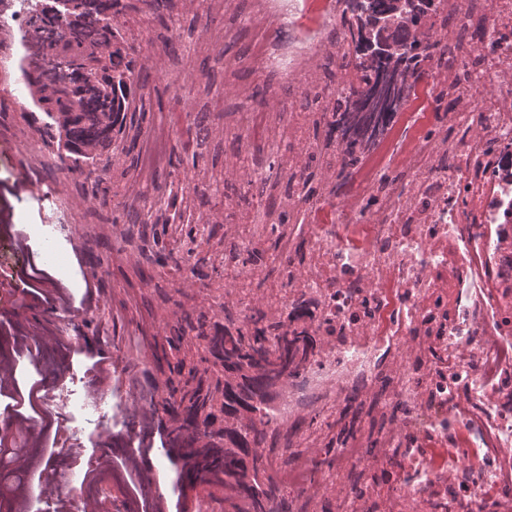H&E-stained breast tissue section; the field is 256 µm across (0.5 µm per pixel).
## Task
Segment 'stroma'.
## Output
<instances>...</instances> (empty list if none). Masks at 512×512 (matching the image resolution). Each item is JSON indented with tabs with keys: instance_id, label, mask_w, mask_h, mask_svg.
Masks as SVG:
<instances>
[{
	"instance_id": "1",
	"label": "stroma",
	"mask_w": 512,
	"mask_h": 512,
	"mask_svg": "<svg viewBox=\"0 0 512 512\" xmlns=\"http://www.w3.org/2000/svg\"><path fill=\"white\" fill-rule=\"evenodd\" d=\"M117 18L141 84L144 109L128 113L114 136L112 152L94 169L72 170L70 158L59 157L48 118L40 109L20 112V66L25 55L26 20L0 29V188L15 224L31 245L19 254L0 244V322L17 321L56 336L55 357L71 359L73 372L65 387L81 389L87 376L80 357L69 346L106 350L112 376L101 392L112 399L114 422L88 426L84 442L94 457L98 439L121 433L130 401L140 391L164 394L169 374L168 341L177 337L183 318H205L207 332L223 328L225 305L236 298L227 284L224 265L212 250L231 243L233 228L224 222V201L251 205V189L238 160L240 145L227 141L239 110L249 104L252 79L249 41L240 38L237 58L224 60V42L234 27L233 8L224 0H168L161 11L144 0H128ZM183 40L179 56L169 54L171 32ZM354 77L352 60L331 69L306 70L288 80L268 82L266 108L278 118L301 111L307 94L335 76ZM181 115L167 166L152 177L142 173V153L165 116ZM310 149L282 144L277 158L284 173L274 188V211L288 207V173L310 168L317 195L340 200L352 180L341 163L325 167L310 162ZM43 191L30 193V177ZM61 225L62 261L47 256L34 230ZM44 270V289L87 297L85 309L63 318L52 308L31 302L18 309L29 263ZM158 478L164 512H224L222 487H172L170 463L163 450L149 456Z\"/></svg>"
}]
</instances>
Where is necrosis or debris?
Masks as SVG:
<instances>
[{"mask_svg": "<svg viewBox=\"0 0 512 512\" xmlns=\"http://www.w3.org/2000/svg\"><path fill=\"white\" fill-rule=\"evenodd\" d=\"M270 9L272 31L252 27ZM341 19L340 0H248L236 27L252 32L260 80L284 79L319 60ZM444 55L416 84L370 160H360L342 201L308 203L303 183L289 206L299 223L261 227L263 197L237 223L238 320L253 313L251 287L265 269L282 280L270 303L309 304L326 338L308 385L332 421L352 390L374 392L384 421L373 441L355 435L331 462L270 463L280 480L322 499L342 474L362 478L336 512H512V0H434L429 21ZM462 137L427 131L434 83ZM233 135L252 152L276 147L263 104L238 114ZM260 251L236 276L239 257ZM299 253L300 263L290 262ZM52 405L67 418L112 420L105 396L66 391ZM398 462L399 480L383 471Z\"/></svg>", "mask_w": 512, "mask_h": 512, "instance_id": "1", "label": "necrosis or debris"}]
</instances>
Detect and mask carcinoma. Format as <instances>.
<instances>
[{
    "label": "carcinoma",
    "mask_w": 512,
    "mask_h": 512,
    "mask_svg": "<svg viewBox=\"0 0 512 512\" xmlns=\"http://www.w3.org/2000/svg\"><path fill=\"white\" fill-rule=\"evenodd\" d=\"M43 6L30 20L22 80L34 104L56 129L58 149L74 164L93 166L112 150L139 89L120 29L112 22L125 0H68ZM341 23L353 48L356 80L324 128V141L355 165L382 134L414 86L427 56L439 50L426 18L433 0H343ZM311 311L299 302L274 321L257 309L242 323L228 321L210 334L202 321L183 330L202 347L169 367L161 407L172 423L173 444L193 459L191 483L224 487L231 512H284L275 506L277 483L264 445L276 418L277 390L314 361V332L298 328Z\"/></svg>",
    "instance_id": "1"
}]
</instances>
